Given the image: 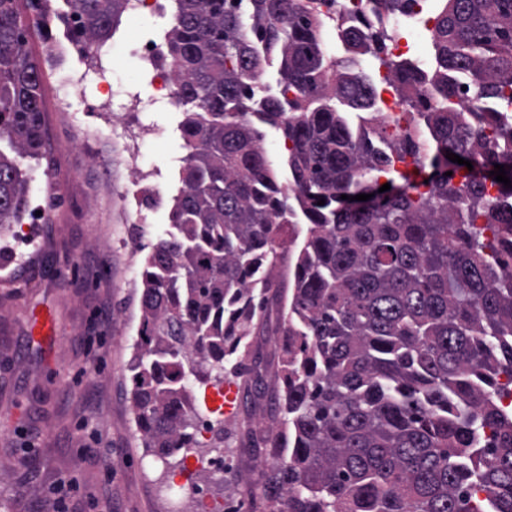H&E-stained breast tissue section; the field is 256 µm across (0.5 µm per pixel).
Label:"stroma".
Here are the masks:
<instances>
[{
  "mask_svg": "<svg viewBox=\"0 0 512 512\" xmlns=\"http://www.w3.org/2000/svg\"><path fill=\"white\" fill-rule=\"evenodd\" d=\"M29 50L43 73V144L31 163L32 205L49 218L37 223L26 213L0 236L8 260L0 262V512H55L54 487L65 475L80 489L70 512H166L155 488L176 484L192 492L207 483L211 500L232 503L251 485L265 486L269 460L248 446L246 429L264 434L271 420L269 399L254 400L243 379L225 376L230 401L215 400L214 388L197 397L201 413L224 425V453L239 456L222 478L183 466L178 458L143 470L147 456L131 411L128 361L140 314L138 268L147 246L164 238L181 182L185 154L183 111L153 104L149 77L129 90L111 63L108 46L59 60L61 70L82 75L88 99H96L98 73L114 94L96 111L76 105L71 118L54 110L55 69L49 46L30 31ZM145 103L140 131L141 161L165 192L149 205L144 192L107 193L108 170L81 144L77 131L112 123L131 101ZM144 206L142 224L121 221L124 207ZM48 312L57 345L53 357L32 340L33 312Z\"/></svg>",
  "mask_w": 512,
  "mask_h": 512,
  "instance_id": "obj_1",
  "label": "stroma"
}]
</instances>
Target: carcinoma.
Here are the masks:
<instances>
[{
	"instance_id": "1",
	"label": "carcinoma",
	"mask_w": 512,
	"mask_h": 512,
	"mask_svg": "<svg viewBox=\"0 0 512 512\" xmlns=\"http://www.w3.org/2000/svg\"><path fill=\"white\" fill-rule=\"evenodd\" d=\"M18 0H0V228L22 219L21 160L41 146V68ZM76 36L101 46L128 0H64ZM168 35L184 107L182 189L167 237L139 265L140 316L128 364L136 431L169 464L198 448L204 425L187 377L220 389L246 370L248 336L267 317L276 240L301 223L292 288L280 302L277 404L266 435L268 512H512V199L453 153L512 179V0H443L435 68L384 59L383 28L343 35L329 59L316 8L293 0H175ZM260 33V52L239 36ZM372 54L394 74L405 130L368 117L373 85L353 72ZM279 63V95L252 79ZM288 142L283 192L250 117ZM411 156L432 169L417 198L409 179L379 177ZM465 171L458 184L447 171ZM497 195L489 194V188ZM369 194L367 201L341 196ZM325 204L320 205L318 201ZM491 440L485 439V430Z\"/></svg>"
}]
</instances>
